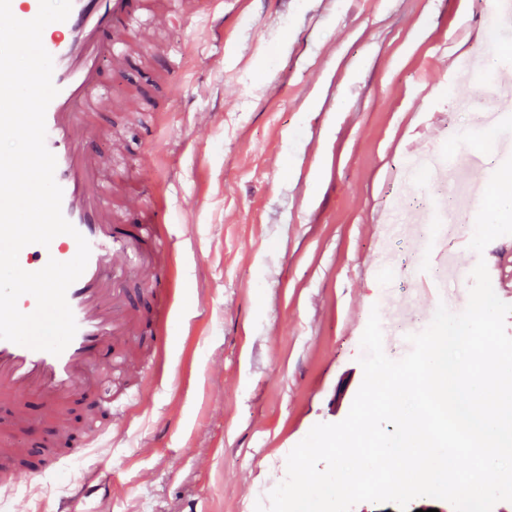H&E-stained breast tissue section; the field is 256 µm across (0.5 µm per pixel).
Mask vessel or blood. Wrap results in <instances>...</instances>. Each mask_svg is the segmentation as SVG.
<instances>
[{
	"label": "vessel or blood",
	"mask_w": 512,
	"mask_h": 512,
	"mask_svg": "<svg viewBox=\"0 0 512 512\" xmlns=\"http://www.w3.org/2000/svg\"><path fill=\"white\" fill-rule=\"evenodd\" d=\"M197 15L192 0H182L176 9L164 0H72L68 19L54 23L55 37L43 42L53 59L52 81L58 89L45 114L46 146L56 158L63 215L88 241L90 256L67 291L77 332L60 355L0 340V404L9 408L0 422V464L6 469H15L27 454L24 435L34 422L28 398H38L45 414L57 420L56 444L70 445L74 436L67 404L80 393L96 396L90 374L127 382L126 399L103 400L112 416H123L128 400L141 388L127 379L129 372L141 368V339L161 351L171 342L172 309L164 308L151 325H142L126 288L132 277L155 288L169 286L171 272L159 247L170 236L166 211L145 193L130 191L122 204L140 211L144 221L131 228L115 223L110 171L120 146L95 148L92 115L112 103L104 71H123L149 44L150 30L175 22L188 26ZM76 252L74 238L62 234L47 247L25 246L19 264L36 272L48 260L66 262Z\"/></svg>",
	"instance_id": "obj_1"
}]
</instances>
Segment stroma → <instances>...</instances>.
Listing matches in <instances>:
<instances>
[{
  "instance_id": "obj_1",
  "label": "stroma",
  "mask_w": 512,
  "mask_h": 512,
  "mask_svg": "<svg viewBox=\"0 0 512 512\" xmlns=\"http://www.w3.org/2000/svg\"><path fill=\"white\" fill-rule=\"evenodd\" d=\"M501 0H224L222 27L153 31L156 52L114 76L142 88L143 111L113 109L126 185L150 176L176 237L177 349L127 415L123 444L68 458L32 452L47 472L26 493L39 512L87 474L88 512H255V495L319 423L348 414L363 380L361 337L388 276L370 227L392 209L410 148L468 156L485 189L512 157V104L489 101L497 145L458 105L502 73L512 45ZM188 78L170 86L171 64ZM469 233L444 243L460 265L485 260L512 283V235L483 254Z\"/></svg>"
}]
</instances>
